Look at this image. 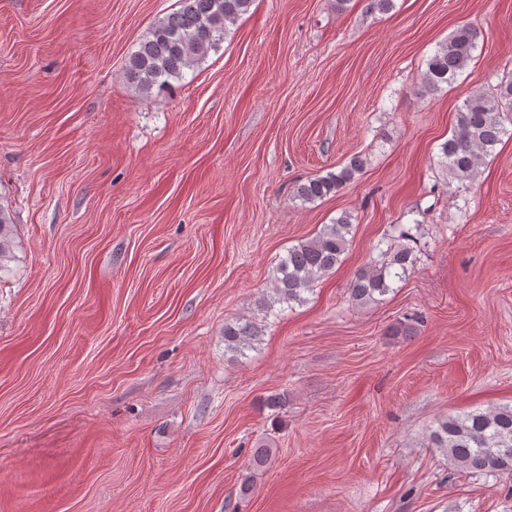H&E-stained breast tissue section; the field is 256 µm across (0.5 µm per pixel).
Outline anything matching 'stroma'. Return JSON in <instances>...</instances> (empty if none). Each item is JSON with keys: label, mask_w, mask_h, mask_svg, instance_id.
Returning a JSON list of instances; mask_svg holds the SVG:
<instances>
[{"label": "stroma", "mask_w": 512, "mask_h": 512, "mask_svg": "<svg viewBox=\"0 0 512 512\" xmlns=\"http://www.w3.org/2000/svg\"><path fill=\"white\" fill-rule=\"evenodd\" d=\"M390 2L254 0L147 98L125 64L178 0H0V512H512V477L428 439L512 406V137L470 190L439 165L465 95L512 77V0ZM463 22L473 61L423 93ZM356 155L347 187L297 198ZM345 211L336 270L259 311L289 247ZM402 227L415 267L352 304ZM233 317L263 327L242 356ZM13 222L7 210L0 207V271L4 268L3 261L10 258L13 243Z\"/></svg>", "instance_id": "obj_1"}]
</instances>
